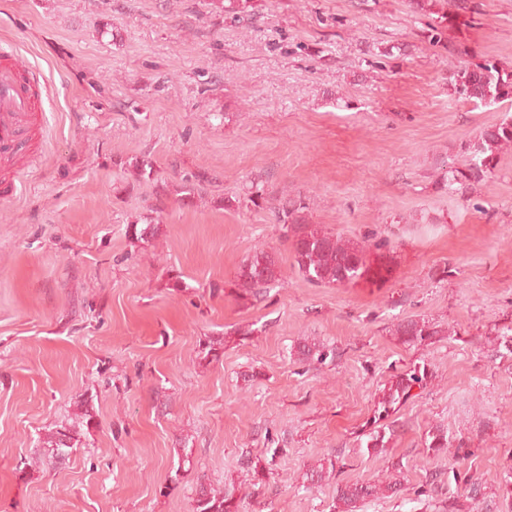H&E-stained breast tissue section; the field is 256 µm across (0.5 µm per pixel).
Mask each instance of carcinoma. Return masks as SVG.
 Segmentation results:
<instances>
[{
  "label": "carcinoma",
  "mask_w": 512,
  "mask_h": 512,
  "mask_svg": "<svg viewBox=\"0 0 512 512\" xmlns=\"http://www.w3.org/2000/svg\"><path fill=\"white\" fill-rule=\"evenodd\" d=\"M413 8L427 17L425 33L432 44L442 47L450 57L468 54V49L460 42L448 39V29L457 25L459 17L466 20L462 25L475 22L479 5L473 0H410ZM212 5L224 13L236 16L249 12L253 0H212ZM455 93L475 104H508L512 106V67L499 65L490 60L469 62L454 71L450 76ZM512 146V116L505 117L493 128L485 131L476 140L463 146L466 160L461 167H451L442 178V188L452 189L455 184L474 185L492 175L501 160L504 149ZM306 206L295 202L276 211L278 223L285 229V237L291 238L294 267L302 277L312 284H355L370 277L372 265L370 255L386 257L389 242L376 240L365 244L344 240L320 227L307 222L304 215ZM281 278V271L274 254L265 248H256L239 266L233 282L238 301L247 303L259 301L267 290ZM443 329L424 319H409L394 325V335L408 346H428L433 338L440 336ZM298 355L303 360L324 362L333 350L313 340H306L297 346ZM430 378L427 366H413L395 375L390 385L382 390L373 416L365 423L363 435L367 437L365 448L375 451L386 447V435L394 434L393 414L411 398L413 387L420 388ZM73 441V430L62 427L47 437V443L54 448H69ZM425 448L435 455L444 454L452 459L448 464V474L454 482L465 480L472 483V476L462 474L461 465L466 459L462 453L463 443H454L448 437L447 429L435 426L427 433ZM245 480L253 488L266 484L269 472L268 461L260 456H243ZM335 460L321 461L305 473L312 483L321 485L335 478ZM400 482L395 477L385 481L355 480L336 484V504L339 512H356L357 505L371 499L385 498L398 491ZM193 512H239V499L235 486L215 488L200 486L194 500Z\"/></svg>",
  "instance_id": "obj_1"
}]
</instances>
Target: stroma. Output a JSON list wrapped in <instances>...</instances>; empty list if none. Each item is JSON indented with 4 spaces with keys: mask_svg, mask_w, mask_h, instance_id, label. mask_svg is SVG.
Returning a JSON list of instances; mask_svg holds the SVG:
<instances>
[{
    "mask_svg": "<svg viewBox=\"0 0 512 512\" xmlns=\"http://www.w3.org/2000/svg\"><path fill=\"white\" fill-rule=\"evenodd\" d=\"M479 2L448 32L464 58L407 0H254L244 21L210 0H0V44L48 87L12 162L22 190L0 197V512H192L199 484L240 487L243 452L271 448L242 512H335L334 484L305 477L327 456L343 482L402 475L358 512H512V355L492 354L512 326V149L491 178L437 187L506 113L450 85L468 59L512 66V0ZM289 200L388 238L382 279H303L273 215ZM259 246L281 278L246 305L231 283ZM415 318L448 333L404 345L392 330ZM307 337L334 361H298ZM423 363L387 447L360 448L384 386ZM65 424L80 440L61 454L46 438ZM436 425L476 489L425 448Z\"/></svg>",
    "mask_w": 512,
    "mask_h": 512,
    "instance_id": "1",
    "label": "stroma"
}]
</instances>
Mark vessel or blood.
I'll use <instances>...</instances> for the list:
<instances>
[{"label": "vessel or blood", "instance_id": "vessel-or-blood-1", "mask_svg": "<svg viewBox=\"0 0 512 512\" xmlns=\"http://www.w3.org/2000/svg\"><path fill=\"white\" fill-rule=\"evenodd\" d=\"M39 79L12 48L0 47V158L23 148L36 115Z\"/></svg>", "mask_w": 512, "mask_h": 512}]
</instances>
